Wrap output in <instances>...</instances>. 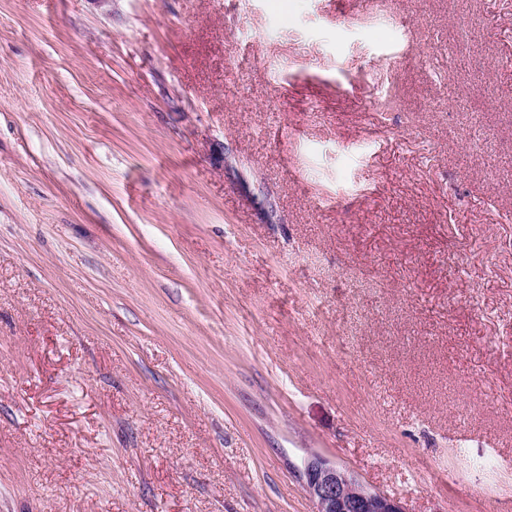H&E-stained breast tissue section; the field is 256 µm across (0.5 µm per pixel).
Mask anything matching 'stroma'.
<instances>
[{
	"mask_svg": "<svg viewBox=\"0 0 512 512\" xmlns=\"http://www.w3.org/2000/svg\"><path fill=\"white\" fill-rule=\"evenodd\" d=\"M512 512V0H0V512ZM302 475L313 512H408L399 499L374 490L320 454L305 458Z\"/></svg>",
	"mask_w": 512,
	"mask_h": 512,
	"instance_id": "stroma-1",
	"label": "stroma"
}]
</instances>
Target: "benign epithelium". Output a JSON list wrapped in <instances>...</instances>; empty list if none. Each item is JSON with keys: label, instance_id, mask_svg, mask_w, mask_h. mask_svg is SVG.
<instances>
[{"label": "benign epithelium", "instance_id": "7a95c632", "mask_svg": "<svg viewBox=\"0 0 512 512\" xmlns=\"http://www.w3.org/2000/svg\"><path fill=\"white\" fill-rule=\"evenodd\" d=\"M302 475L314 512H408L399 499L374 490L320 454L305 458Z\"/></svg>", "mask_w": 512, "mask_h": 512}]
</instances>
